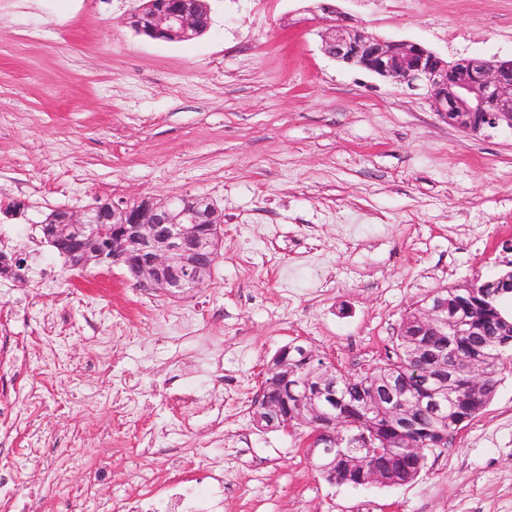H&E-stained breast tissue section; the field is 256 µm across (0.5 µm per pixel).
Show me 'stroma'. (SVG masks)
<instances>
[{"instance_id":"35a3bbf8","label":"stroma","mask_w":512,"mask_h":512,"mask_svg":"<svg viewBox=\"0 0 512 512\" xmlns=\"http://www.w3.org/2000/svg\"><path fill=\"white\" fill-rule=\"evenodd\" d=\"M330 2L449 60L512 57V0ZM317 3L210 0L203 36L166 43L127 25L137 0H0V251L24 261L0 275V512H96L138 470L209 468L224 512H512V371L400 486L329 482L305 427L252 417L279 348L364 372L434 291L512 264V131L463 133L328 57ZM185 195L224 214L185 295L70 270L39 225Z\"/></svg>"}]
</instances>
